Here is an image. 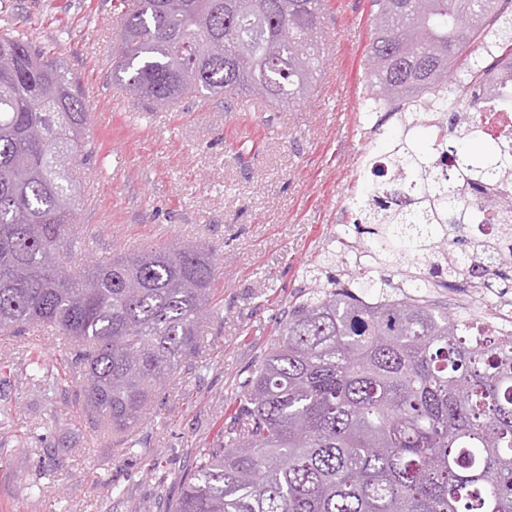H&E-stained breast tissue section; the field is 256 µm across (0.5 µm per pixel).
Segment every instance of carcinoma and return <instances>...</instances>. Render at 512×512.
I'll list each match as a JSON object with an SVG mask.
<instances>
[{
	"mask_svg": "<svg viewBox=\"0 0 512 512\" xmlns=\"http://www.w3.org/2000/svg\"><path fill=\"white\" fill-rule=\"evenodd\" d=\"M118 22L119 84L159 109L185 96L288 103L312 86L324 0H132ZM361 110L404 101L388 162L415 191L363 203L345 249L377 240L373 271L340 281L317 269L273 347L240 383L220 443L204 448L169 512H512V337L468 336L422 299L462 271L453 245L487 186L512 182V137L488 142L448 129L480 109L482 70L512 56V0H374ZM467 16L463 24L457 16ZM291 38H281L283 28ZM479 44L482 53L470 47ZM90 121L61 58L0 34V335L73 346L77 392L121 434L202 344L212 299L210 252L149 246L72 274L80 185L72 176ZM432 128L418 141L416 132ZM480 148L473 150L470 144ZM483 278L512 266L499 241L467 242ZM384 296L368 304L363 294ZM31 380L59 375L31 352Z\"/></svg>",
	"mask_w": 512,
	"mask_h": 512,
	"instance_id": "cac0c4a2",
	"label": "carcinoma"
}]
</instances>
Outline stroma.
Listing matches in <instances>:
<instances>
[{"mask_svg": "<svg viewBox=\"0 0 512 512\" xmlns=\"http://www.w3.org/2000/svg\"><path fill=\"white\" fill-rule=\"evenodd\" d=\"M116 0H0V33L22 32L63 57L89 91L98 149L80 155L79 231L89 252L73 269L144 246L194 243L213 252V307L198 356L170 380L123 454L72 387H33L28 336H0V512H165L200 449L216 443L239 383L273 345L311 264L345 265L342 206L368 195L366 152L386 155L400 115L362 120L358 99L372 38L370 0H326L321 71L309 93L253 112L188 97L152 109L121 90L114 70ZM44 486L30 494L31 484Z\"/></svg>", "mask_w": 512, "mask_h": 512, "instance_id": "stroma-1", "label": "stroma"}]
</instances>
